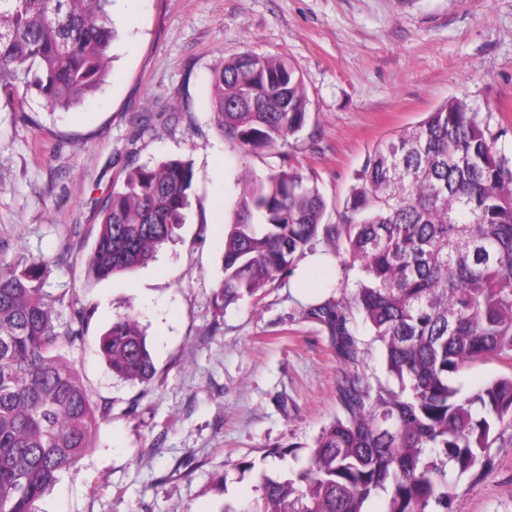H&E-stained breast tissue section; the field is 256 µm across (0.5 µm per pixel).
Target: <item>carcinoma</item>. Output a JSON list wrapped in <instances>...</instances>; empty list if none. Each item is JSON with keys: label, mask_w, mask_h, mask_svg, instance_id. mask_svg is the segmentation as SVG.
<instances>
[{"label": "carcinoma", "mask_w": 512, "mask_h": 512, "mask_svg": "<svg viewBox=\"0 0 512 512\" xmlns=\"http://www.w3.org/2000/svg\"><path fill=\"white\" fill-rule=\"evenodd\" d=\"M109 0H0V92L18 71L53 108L82 104L103 83L116 37ZM213 123L246 156L281 164L241 180L224 238V304L260 291L322 239L366 280L311 305L344 363L342 416L307 462L260 474L250 512H448L452 476L483 465L494 434L512 425V374L471 391L458 378L495 357L512 367V160L467 97L450 96L417 125L368 154L336 222L313 179L291 165L290 139L310 99L282 57L244 53L212 72ZM191 165L180 159L128 168L102 208L88 278L145 267L184 223ZM54 258L20 256L0 268V512H41L40 502L92 447L108 403L95 405L62 351L80 341L90 310L69 301L55 316L45 290ZM357 309L383 350L393 384L357 371ZM112 374L148 384L155 365L135 310L99 339Z\"/></svg>", "instance_id": "obj_1"}]
</instances>
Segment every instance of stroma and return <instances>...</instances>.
<instances>
[{
  "mask_svg": "<svg viewBox=\"0 0 512 512\" xmlns=\"http://www.w3.org/2000/svg\"><path fill=\"white\" fill-rule=\"evenodd\" d=\"M111 73L74 111L33 88L0 97V265L65 253L46 289L93 316L66 357L94 403H110L94 446L41 502L42 512H245L261 472L298 467L341 411L342 363L312 304L355 287L316 241L260 302L217 308L235 179L274 157H246L212 122L211 75L247 52L290 60L311 100L294 165L342 204L373 146L448 97H467L512 159V0H113ZM181 159L191 205L148 267L88 280L107 196L128 167ZM64 304L57 311L67 317ZM134 308L156 367L150 384L113 377L96 346ZM359 369L386 381L380 346L354 314ZM296 455L277 456L280 448ZM487 466L457 479L450 512H512V427ZM252 463L242 471L241 463Z\"/></svg>",
  "mask_w": 512,
  "mask_h": 512,
  "instance_id": "1",
  "label": "stroma"
}]
</instances>
